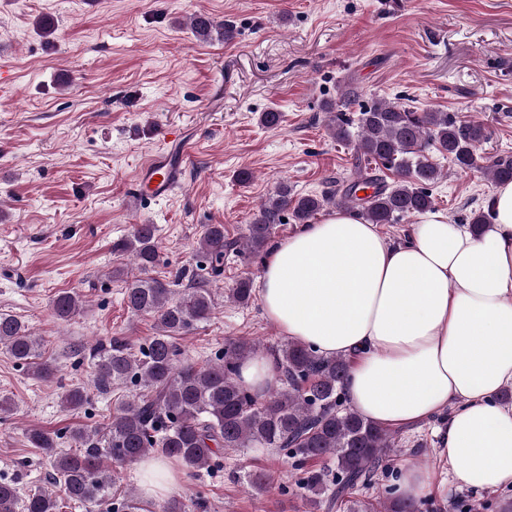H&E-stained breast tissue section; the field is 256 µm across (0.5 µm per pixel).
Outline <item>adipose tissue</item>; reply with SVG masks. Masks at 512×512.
I'll return each mask as SVG.
<instances>
[{"mask_svg": "<svg viewBox=\"0 0 512 512\" xmlns=\"http://www.w3.org/2000/svg\"><path fill=\"white\" fill-rule=\"evenodd\" d=\"M260 303L288 338L350 358L346 394L385 428L437 422V454L459 486L512 487V182L491 195L482 232L428 212L389 239L337 211L272 241ZM143 496L177 478L138 461Z\"/></svg>", "mask_w": 512, "mask_h": 512, "instance_id": "ef3b65f1", "label": "adipose tissue"}]
</instances>
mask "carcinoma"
I'll use <instances>...</instances> for the list:
<instances>
[{
	"mask_svg": "<svg viewBox=\"0 0 512 512\" xmlns=\"http://www.w3.org/2000/svg\"><path fill=\"white\" fill-rule=\"evenodd\" d=\"M203 41L216 35L229 41L233 25L217 26L198 13L190 22ZM355 100L349 92L343 103H325L333 113L331 134L338 140L354 139L357 180L336 193L300 195L286 183L279 184L260 204L243 241L224 237V225L206 227L197 252L204 264L177 291L170 283L150 275L162 262L156 228L137 224L127 239L115 245L132 257L140 274L114 276L125 283L127 308L149 315L155 334L134 353L128 342L113 337L93 347L97 393L107 396L117 386L143 388L132 401L122 400L103 426L76 427L70 437L73 453L57 451L54 438L42 430L28 433L30 444L50 459L52 488L36 487L26 494L12 481L0 479V512H58L56 488L71 501L93 512L111 493L112 466L133 463L158 451L180 461L192 474L220 464L226 448H273L285 452L299 471L295 485L302 498L317 508L341 512H417L389 487L379 491V474L391 467L395 437L345 404V382L351 366L346 357H324L310 346L288 341L272 351L281 372L280 385L265 396L250 393L236 379V367L261 352V343L238 339L224 344V351L205 367L179 364L177 339L210 319L214 301L207 288L209 278L224 272L230 255L245 249L257 256L265 251L285 214L297 224H308L330 205L349 209L369 224H393L435 209L428 186L442 178L427 150L433 146L461 170L480 169L494 184L512 182V157L499 156L479 164L475 149L486 137L480 121H461L451 112L417 111L398 102L376 99L360 105L357 117L347 113ZM381 164L396 179L387 185L369 175L371 164ZM371 193H366L367 189ZM364 196H358L359 192ZM253 298V285L241 279L229 289V299L239 305ZM82 299L75 292L55 298L53 314L61 320L75 317ZM0 347L18 365L40 380L55 375V368L41 353L42 342L28 325L9 314H0ZM89 400L82 387L69 389L64 407L79 409ZM135 495L112 502V512H142Z\"/></svg>",
	"mask_w": 512,
	"mask_h": 512,
	"instance_id": "cac0c4a2",
	"label": "carcinoma"
}]
</instances>
